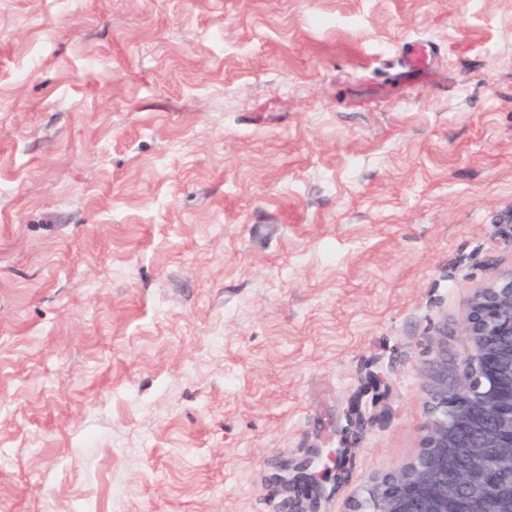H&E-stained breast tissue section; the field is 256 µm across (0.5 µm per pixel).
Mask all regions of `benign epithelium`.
Listing matches in <instances>:
<instances>
[{"label":"benign epithelium","mask_w":512,"mask_h":512,"mask_svg":"<svg viewBox=\"0 0 512 512\" xmlns=\"http://www.w3.org/2000/svg\"><path fill=\"white\" fill-rule=\"evenodd\" d=\"M448 357V323L431 339L421 375L427 420L419 450L398 470L372 475L348 512H512V271L472 294ZM277 477L293 512H315L304 464Z\"/></svg>","instance_id":"obj_1"}]
</instances>
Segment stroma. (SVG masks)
Here are the masks:
<instances>
[{"mask_svg": "<svg viewBox=\"0 0 512 512\" xmlns=\"http://www.w3.org/2000/svg\"><path fill=\"white\" fill-rule=\"evenodd\" d=\"M510 269L512 0H0V512H344ZM433 54L432 46L424 41H406L399 51L400 61L411 72H425L424 63ZM281 470L285 471V475H279L277 481L283 492L284 504L288 508V501L293 504L295 510L291 512H316L314 509L316 504L317 491L314 489L311 477L307 472V466L301 464L294 467L295 474L291 479H288V462L282 464ZM288 494H293L294 499L288 500ZM303 501H307L309 510L303 509Z\"/></svg>", "mask_w": 512, "mask_h": 512, "instance_id": "35a3bbf8", "label": "stroma"}]
</instances>
